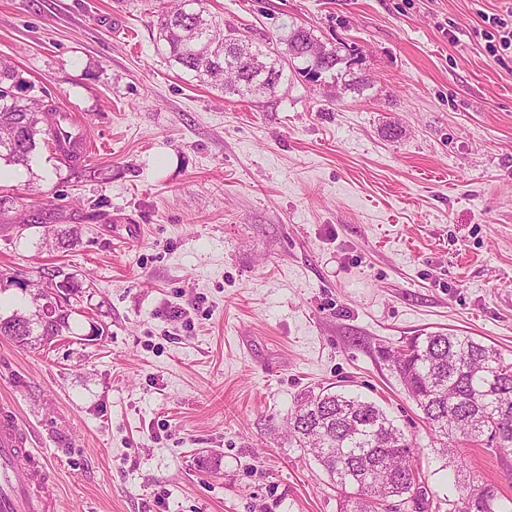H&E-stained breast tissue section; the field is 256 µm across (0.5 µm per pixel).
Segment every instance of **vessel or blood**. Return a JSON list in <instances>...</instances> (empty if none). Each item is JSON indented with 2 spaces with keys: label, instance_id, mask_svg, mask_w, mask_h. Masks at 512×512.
Instances as JSON below:
<instances>
[{
  "label": "vessel or blood",
  "instance_id": "1",
  "mask_svg": "<svg viewBox=\"0 0 512 512\" xmlns=\"http://www.w3.org/2000/svg\"><path fill=\"white\" fill-rule=\"evenodd\" d=\"M27 442L15 413L0 410V512H54L45 458Z\"/></svg>",
  "mask_w": 512,
  "mask_h": 512
}]
</instances>
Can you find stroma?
<instances>
[{"label": "stroma", "instance_id": "stroma-1", "mask_svg": "<svg viewBox=\"0 0 512 512\" xmlns=\"http://www.w3.org/2000/svg\"><path fill=\"white\" fill-rule=\"evenodd\" d=\"M204 3L262 43L311 29L341 77L292 71L244 101L168 60L163 0H0V57L92 146L39 145L0 182V267L25 282L0 313L43 269L79 286L70 334L0 336V407L55 512H338L285 436L323 386L380 405L446 494L392 355L447 329L512 357V54L484 21L512 0ZM462 451L468 485L511 506L512 454Z\"/></svg>", "mask_w": 512, "mask_h": 512}]
</instances>
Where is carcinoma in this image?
<instances>
[{"label":"carcinoma","instance_id":"1","mask_svg":"<svg viewBox=\"0 0 512 512\" xmlns=\"http://www.w3.org/2000/svg\"><path fill=\"white\" fill-rule=\"evenodd\" d=\"M159 37L169 58L200 80L245 98L253 94L255 71L247 60L224 71L228 54L244 50L267 67L264 92L273 93L287 79L286 63L302 59L301 73L315 80L333 71L341 58L324 49L312 32L296 28L285 49L262 47L248 32L224 26L205 15L203 0H175L160 14ZM15 66L0 58V164L29 168L40 144L51 142L67 160L76 158L58 133L62 114L40 99L24 98ZM63 275L64 305L44 310V292L34 294L33 308L0 315V336L23 347L48 343L69 330L66 304L77 290L74 277L53 267L40 275ZM395 363L412 399L422 410L439 443L445 466L462 467L460 445L482 437L512 452V361L496 347L473 336L436 331L414 337L397 352ZM288 436L318 462L336 492L339 512H389L390 501L429 503L428 491L412 464V442L376 403L359 395L320 388L305 393L288 417ZM436 512H505L497 490L478 486L451 498L436 499Z\"/></svg>","mask_w":512,"mask_h":512}]
</instances>
